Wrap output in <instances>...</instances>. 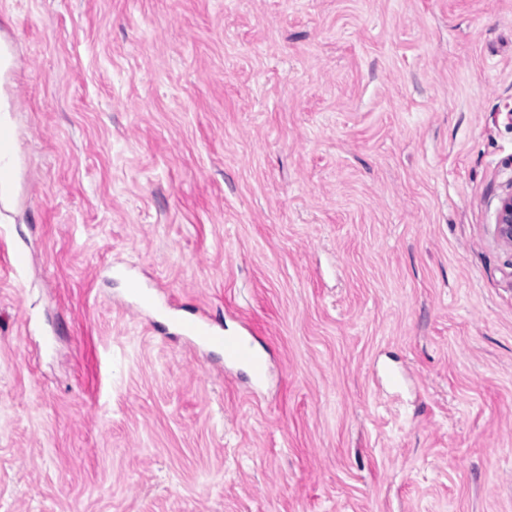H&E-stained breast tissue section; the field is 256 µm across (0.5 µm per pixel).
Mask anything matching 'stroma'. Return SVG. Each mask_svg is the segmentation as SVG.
<instances>
[{
    "instance_id": "stroma-1",
    "label": "stroma",
    "mask_w": 512,
    "mask_h": 512,
    "mask_svg": "<svg viewBox=\"0 0 512 512\" xmlns=\"http://www.w3.org/2000/svg\"><path fill=\"white\" fill-rule=\"evenodd\" d=\"M0 44V512H512V0H0ZM495 231L501 242L512 247V192L500 198ZM184 336L199 346L220 348L224 351V361L231 365H247L251 368L255 385H261L267 376L266 362L252 352L244 336L224 333V327L216 326L201 319H185L179 323Z\"/></svg>"
}]
</instances>
